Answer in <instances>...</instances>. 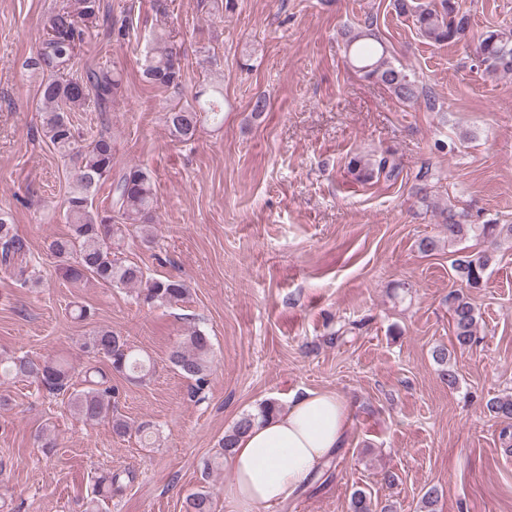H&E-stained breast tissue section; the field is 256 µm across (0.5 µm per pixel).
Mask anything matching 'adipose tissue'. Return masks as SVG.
Wrapping results in <instances>:
<instances>
[{"mask_svg": "<svg viewBox=\"0 0 512 512\" xmlns=\"http://www.w3.org/2000/svg\"><path fill=\"white\" fill-rule=\"evenodd\" d=\"M350 426L347 400L331 391L305 393L256 423L226 457L234 480L225 496L235 512L287 500L333 458Z\"/></svg>", "mask_w": 512, "mask_h": 512, "instance_id": "ef3b65f1", "label": "adipose tissue"}]
</instances>
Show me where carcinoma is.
Masks as SVG:
<instances>
[{
	"label": "carcinoma",
	"mask_w": 512,
	"mask_h": 512,
	"mask_svg": "<svg viewBox=\"0 0 512 512\" xmlns=\"http://www.w3.org/2000/svg\"><path fill=\"white\" fill-rule=\"evenodd\" d=\"M77 12L63 7L53 13L47 23L33 65L48 74L39 85V100L43 112V130L62 157L73 163L71 177L75 184L65 199L68 232L48 243V251L59 262L61 276L71 282L91 278L109 286L133 287L147 304H173L185 298L188 288L180 280L152 278L141 267L118 257L115 240L122 237L123 227L132 225L149 241L154 233L155 183L151 172L139 165L123 168L112 174L114 157L112 137L98 134L84 142L76 135L69 113L97 108L115 101L122 94L123 81L109 66L76 70L81 44L91 36V29L99 19V0H76ZM395 11L411 18L419 36L433 44L449 45L461 41L473 44L475 55L487 73L512 74V33L488 27L474 30L471 14L461 9L458 0H393ZM155 47L147 56L144 75L147 81L166 90L181 89L184 73L179 50L169 43L164 32L156 33ZM344 52L347 62L360 77L373 80L388 88L399 100L407 103L425 102L428 109H436V100L428 95L418 81L403 69L393 65L389 50L377 28V19L369 15L363 25L344 33ZM217 87L210 98L202 101L200 94L193 102L175 106L165 113V123L172 139L178 143L193 141L201 123V114L218 116ZM347 167L356 179L368 182L381 175H398V164L392 154L385 152L376 159L354 156ZM419 202L431 207L430 190L436 180L431 168L422 165L414 176ZM110 184L111 202L106 208L94 206V197L104 184ZM441 232L448 244L470 235L481 239L484 248L478 252L459 255L451 261L455 277L469 288L483 287L490 268L497 262V249L504 242H512V224L487 221L474 224L468 214L446 206L436 212ZM26 242L14 230L8 216L0 214V263L7 266L14 257L26 252ZM448 309L453 332L461 348L472 346L476 340L479 315L470 301L460 294L448 295ZM84 352L101 356L109 363L111 373L129 381L142 383L153 371L151 360L136 352L127 339L118 333L101 328L82 343ZM433 359L443 367V378L455 387L458 375L451 365L448 348L437 347ZM169 360L180 374L194 381L202 389L212 370V344L203 331L193 328L172 345ZM108 372V373H110ZM108 373L96 366L85 371L81 390H70L72 375L67 362L58 357L43 359L0 358V378L24 376L51 393L67 392L68 406L89 421L108 419L118 436L131 429L144 437L151 434L150 424L132 426L112 412L114 388ZM489 412L498 418L512 419V395L493 397L486 403ZM280 409L278 402L267 400L254 413L242 414L224 432L218 449L206 467L221 465V460L235 447L239 438L253 425ZM122 477L117 472L98 476L95 493L118 492ZM186 512H212L208 491L199 489L185 499ZM377 505L362 489L353 491L350 512H376Z\"/></svg>",
	"instance_id": "obj_1"
}]
</instances>
